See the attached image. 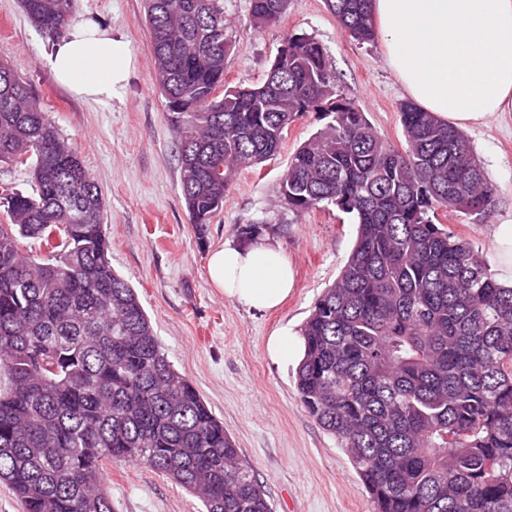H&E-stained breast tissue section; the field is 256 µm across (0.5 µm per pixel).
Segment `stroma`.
Returning a JSON list of instances; mask_svg holds the SVG:
<instances>
[{"mask_svg": "<svg viewBox=\"0 0 512 512\" xmlns=\"http://www.w3.org/2000/svg\"><path fill=\"white\" fill-rule=\"evenodd\" d=\"M250 0H224L232 41L227 85H259L293 34L314 37L327 50L337 90L350 98L384 140L404 148L399 120L404 93L384 63L380 43L360 44L338 26L323 0H289L277 23L254 29ZM142 0H74L73 20L90 19L128 42L134 68L111 104L72 97L44 63L52 43L21 11L0 0V59L13 64L48 112L60 136L74 145L105 200L112 267L136 289L169 360L193 382L224 423L242 459L253 467L273 512H374L372 499L347 454L302 406L295 383L303 356L299 329L316 298L331 285L355 242L352 218L335 207L294 212L280 181L296 150L322 126L308 115L288 128L278 153L240 168L224 208L205 230L184 206L175 130L153 84L150 31ZM465 136L496 183L492 212L483 218L448 213L443 222L498 272L499 226L512 225V112H496ZM264 225L294 273V288L276 310L248 309L212 287L210 252L238 245L239 227ZM288 336V356L271 359L269 336ZM113 512H199L200 502L153 469L131 463L108 468Z\"/></svg>", "mask_w": 512, "mask_h": 512, "instance_id": "stroma-1", "label": "stroma"}]
</instances>
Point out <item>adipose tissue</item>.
<instances>
[{
	"instance_id": "adipose-tissue-1",
	"label": "adipose tissue",
	"mask_w": 512,
	"mask_h": 512,
	"mask_svg": "<svg viewBox=\"0 0 512 512\" xmlns=\"http://www.w3.org/2000/svg\"><path fill=\"white\" fill-rule=\"evenodd\" d=\"M375 34L406 96L453 126L512 111V0H373ZM61 86L106 104L128 80L132 55L111 29L72 24L46 57ZM214 288L256 310L277 307L292 287L282 250L257 239L210 253Z\"/></svg>"
}]
</instances>
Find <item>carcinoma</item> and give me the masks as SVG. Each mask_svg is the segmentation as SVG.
Wrapping results in <instances>:
<instances>
[{"label": "carcinoma", "instance_id": "carcinoma-1", "mask_svg": "<svg viewBox=\"0 0 512 512\" xmlns=\"http://www.w3.org/2000/svg\"><path fill=\"white\" fill-rule=\"evenodd\" d=\"M288 2L251 0L252 25L278 21ZM371 2L325 0L359 44L375 38ZM20 6L53 38L72 0ZM144 10L190 223H211L234 171L277 153L288 125L310 113L324 122L292 156L280 193L297 212L332 205L357 230L300 329L296 389L375 512H512V286L437 223L441 211L495 207L498 187L470 141L410 101L399 109L406 148L381 139L305 34L285 41L261 85L226 88L224 0H144ZM18 164L32 192L0 186V482L24 512H112L102 476L134 463L202 512H272L112 269L101 190L1 60L0 169Z\"/></svg>", "mask_w": 512, "mask_h": 512}]
</instances>
